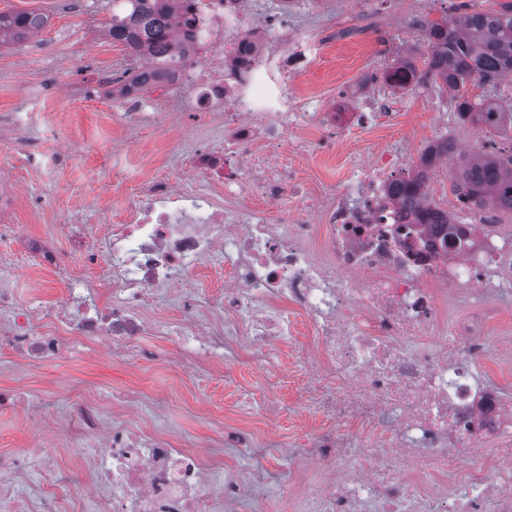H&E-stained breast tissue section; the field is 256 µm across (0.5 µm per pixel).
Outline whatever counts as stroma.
<instances>
[{
	"mask_svg": "<svg viewBox=\"0 0 512 512\" xmlns=\"http://www.w3.org/2000/svg\"><path fill=\"white\" fill-rule=\"evenodd\" d=\"M459 2L377 0L366 18L354 0H309L306 10L289 21L319 50L306 70L287 83L289 100L322 102L351 89L370 94L375 70L419 56L425 35L414 21L457 16ZM0 12L48 18L25 48L0 47V143L12 145L0 155V194L20 203L0 211V224L25 225L28 237L46 241L57 256L56 266L44 267L25 240L0 242V279L20 301L53 305L64 295L69 277H97L75 260L73 238H92L103 225L116 222L128 195L161 177L211 191L210 182L193 176L184 164L199 145L223 143L224 116L214 112L185 126L180 112H172V123L182 126L176 137L150 116L123 117L106 83L137 66L139 58L108 37L110 0H0ZM459 95L512 109V85L501 78L468 81L457 93L420 81L394 90L391 110L370 124L341 133L312 123L292 126L291 146L278 160L292 167L309 192L328 194L378 151L398 144L418 155L437 129L456 149L447 165L436 167L426 196L434 206L455 212L453 175L471 158L472 143H487L497 154L512 152V131L491 132L457 118ZM58 137L69 141L67 152L54 151ZM224 277V271L207 265L199 269L190 287L200 304L189 315L172 298L156 299L150 313L162 332L141 337L138 346L158 351L157 360L134 365L104 356L92 360L79 349L64 362L32 371L0 352V390L25 388L35 395L23 410L0 406V454L29 447L41 437L56 443L51 458L0 477V512H41L49 491L55 495L54 512H107L92 463L70 442L67 400L77 392L107 420L112 395L137 393L141 401L130 421L145 433L183 439L188 448L199 450L213 492L224 486L225 467L248 478L259 468L265 482L257 490L267 512H297L294 498L283 496L280 484L313 475L319 461L311 435L322 424L319 415L305 409L304 381L294 368L295 352L314 342L304 318L296 320L291 347L272 352L263 363L223 358L193 369L177 363L176 336L186 322L223 327L224 311L217 302ZM157 397L167 400L166 415L155 412ZM241 429L263 436V443L251 448L226 443V432Z\"/></svg>",
	"mask_w": 512,
	"mask_h": 512,
	"instance_id": "35a3bbf8",
	"label": "stroma"
}]
</instances>
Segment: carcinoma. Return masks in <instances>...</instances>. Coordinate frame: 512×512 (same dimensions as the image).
I'll list each match as a JSON object with an SVG mask.
<instances>
[{
  "label": "carcinoma",
  "instance_id": "obj_1",
  "mask_svg": "<svg viewBox=\"0 0 512 512\" xmlns=\"http://www.w3.org/2000/svg\"><path fill=\"white\" fill-rule=\"evenodd\" d=\"M112 23L108 34L137 55H153L155 46L173 37V30L160 23L172 12L171 0H112ZM46 24L39 14H0V46L25 42L34 20ZM430 53L425 69L414 62L401 63L395 73L400 86L420 81L421 77L442 82L452 90L470 79L490 80L512 74V3L501 10L467 12L451 20L428 21L423 25ZM457 117L495 131L512 123V113L499 104H473L460 96ZM455 187L466 201L479 208L491 206L512 212V155H485L461 166Z\"/></svg>",
  "mask_w": 512,
  "mask_h": 512
}]
</instances>
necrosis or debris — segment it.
<instances>
[{"mask_svg":"<svg viewBox=\"0 0 512 512\" xmlns=\"http://www.w3.org/2000/svg\"><path fill=\"white\" fill-rule=\"evenodd\" d=\"M289 7L258 25L248 0H175L182 51L165 84L168 97L188 104L186 120L224 111L228 146L197 149L194 174L228 195L253 188L275 203L291 192L287 223H273L264 209L224 208L175 179L154 180L129 198L120 223L104 227L102 245L75 241L79 262L101 271L99 283L69 280L56 306L18 302L0 284V350L34 368L77 344L124 358L157 331L148 309L159 295H176L192 310L186 283L203 264H220L224 329L186 325L182 359L227 352L261 361L294 334L290 306L314 334L299 365L310 380L309 407L329 424L314 439L320 475L283 486L300 512H512V399L474 366L488 342L485 317L449 323L440 294L449 288L482 306L512 292L502 250L490 238L461 243L447 225L425 223L427 201L405 205L403 188L431 174L397 150L377 152L322 198L273 164L289 123L346 130L388 106L383 97L355 108L347 94L328 106L291 103L268 84L273 47L293 65L308 60L303 35L278 23ZM258 138L269 153L254 151ZM316 238L328 263L308 248ZM70 411L71 445L90 453L112 512H208L197 452L127 421L105 422L78 396Z\"/></svg>","mask_w":512,"mask_h":512,"instance_id":"obj_1","label":"necrosis or debris"}]
</instances>
